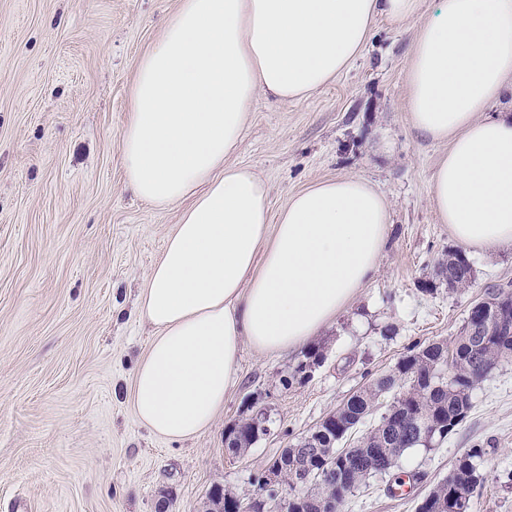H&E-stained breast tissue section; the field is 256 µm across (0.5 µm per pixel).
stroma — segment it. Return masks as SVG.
Returning a JSON list of instances; mask_svg holds the SVG:
<instances>
[{"label": "stroma", "instance_id": "1", "mask_svg": "<svg viewBox=\"0 0 512 512\" xmlns=\"http://www.w3.org/2000/svg\"><path fill=\"white\" fill-rule=\"evenodd\" d=\"M179 0H0V512H199L213 483L253 493L252 474L416 343L452 341L488 288L512 284V248L473 254L470 287L449 291L437 263L456 248L430 204L447 144L416 134L406 73L419 26L379 20L368 43L315 94L258 96L232 165L252 168L279 211L317 182L357 175L386 198L380 267L310 344L325 360L304 384L282 378L302 350L243 345L214 425L167 440L136 419L135 369L153 329L140 292L179 207L139 199L120 140L141 58ZM433 291H425V284ZM264 410L270 432L240 455L224 431ZM483 477L471 512H512V359L477 385L457 431L408 449L343 512H417L471 448ZM411 476L403 496L393 475Z\"/></svg>", "mask_w": 512, "mask_h": 512}]
</instances>
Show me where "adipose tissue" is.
<instances>
[{"label": "adipose tissue", "instance_id": "obj_1", "mask_svg": "<svg viewBox=\"0 0 512 512\" xmlns=\"http://www.w3.org/2000/svg\"><path fill=\"white\" fill-rule=\"evenodd\" d=\"M420 0H180L143 56L121 138L137 196L180 207L141 293L154 329L133 383L135 415L160 437L210 428L242 344L305 345L375 275L389 208L344 176L292 195L225 160L258 95L301 99L364 49L372 25L414 19ZM407 108L419 135L448 145L430 202L466 249L512 246V114L488 107L512 87V0H440L416 34Z\"/></svg>", "mask_w": 512, "mask_h": 512}]
</instances>
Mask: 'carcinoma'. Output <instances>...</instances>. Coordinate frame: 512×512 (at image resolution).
<instances>
[{
	"mask_svg": "<svg viewBox=\"0 0 512 512\" xmlns=\"http://www.w3.org/2000/svg\"><path fill=\"white\" fill-rule=\"evenodd\" d=\"M448 264V290L468 287L473 269L465 253L460 249L448 253ZM480 306L486 309L485 315L467 319L452 341L458 363L454 380L441 376L435 368L447 353V346L431 343L410 347L393 372L347 397L335 412L269 461L271 466H281L282 489L265 488L262 475L258 474L253 478L254 494L241 497L230 490L224 492V512H260L262 508L330 512L321 507L325 499H333L336 507H341L348 494L384 473L396 456L421 446L424 435H432L436 443L445 440L467 417L472 391L489 369L512 358V291L493 287ZM323 359L315 349L304 352L283 382H307L311 378L307 370L320 366ZM396 388L402 389V394L387 405L379 423L356 445L340 447L348 434ZM269 432L265 422L249 416L224 433V445L239 455ZM482 456V449L472 448L456 459L448 476L430 491L418 512H471Z\"/></svg>",
	"mask_w": 512,
	"mask_h": 512,
	"instance_id": "obj_1",
	"label": "carcinoma"
}]
</instances>
